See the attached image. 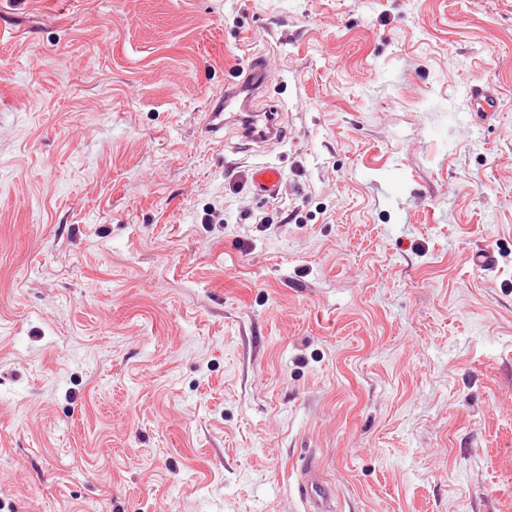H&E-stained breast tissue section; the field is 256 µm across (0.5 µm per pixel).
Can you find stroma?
Masks as SVG:
<instances>
[{
    "instance_id": "obj_1",
    "label": "stroma",
    "mask_w": 512,
    "mask_h": 512,
    "mask_svg": "<svg viewBox=\"0 0 512 512\" xmlns=\"http://www.w3.org/2000/svg\"><path fill=\"white\" fill-rule=\"evenodd\" d=\"M257 52L287 136L203 139ZM308 456L512 512V0H0V512H305ZM469 95L476 105L473 111L477 121L484 122L490 117L489 112H495L497 95L489 86L475 84L469 88ZM252 190L263 199L275 198L281 188L284 173L274 165H257L252 170Z\"/></svg>"
}]
</instances>
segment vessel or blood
I'll return each mask as SVG.
<instances>
[{
	"mask_svg": "<svg viewBox=\"0 0 512 512\" xmlns=\"http://www.w3.org/2000/svg\"><path fill=\"white\" fill-rule=\"evenodd\" d=\"M245 75L238 80L225 83L223 94L213 98L203 114L201 133L203 137L218 140L224 129L237 127L243 148L253 144L278 141L285 137L281 108L277 102L268 100L265 91L271 82L269 61L265 56L251 58L244 67ZM469 95L476 105L474 117L485 121L497 104V95L491 87L475 84ZM283 171L274 165H258L252 170V189L256 196L272 199L281 188ZM304 501L312 512H334V496L321 480L313 460H306L301 469L298 484Z\"/></svg>",
	"mask_w": 512,
	"mask_h": 512,
	"instance_id": "obj_1",
	"label": "vessel or blood"
}]
</instances>
